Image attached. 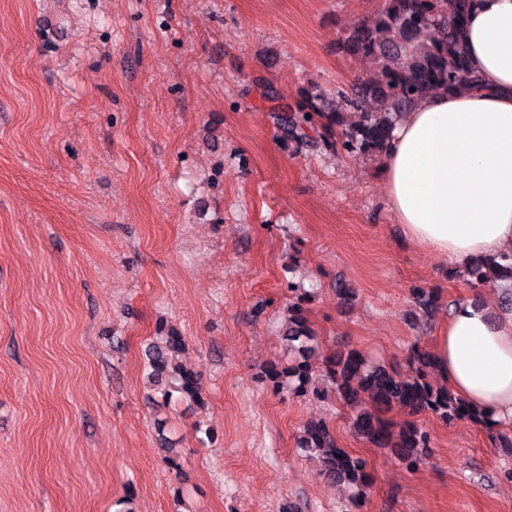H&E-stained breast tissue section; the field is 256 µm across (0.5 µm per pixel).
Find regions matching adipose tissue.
Listing matches in <instances>:
<instances>
[{"instance_id":"1","label":"adipose tissue","mask_w":512,"mask_h":512,"mask_svg":"<svg viewBox=\"0 0 512 512\" xmlns=\"http://www.w3.org/2000/svg\"><path fill=\"white\" fill-rule=\"evenodd\" d=\"M465 44L477 83L401 113L381 159L404 235L462 269L512 253V0H476ZM432 354L441 379L485 422L512 425V308L457 302Z\"/></svg>"}]
</instances>
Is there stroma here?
I'll return each mask as SVG.
<instances>
[{
    "instance_id": "35a3bbf8",
    "label": "stroma",
    "mask_w": 512,
    "mask_h": 512,
    "mask_svg": "<svg viewBox=\"0 0 512 512\" xmlns=\"http://www.w3.org/2000/svg\"><path fill=\"white\" fill-rule=\"evenodd\" d=\"M383 3L0 0V512H349L298 446L317 420L369 464L360 512H512L485 426L415 415L410 472L340 395L261 378L290 283L325 353L402 374L474 293L404 237L379 156L276 127L279 104L374 78L342 42ZM163 323L202 404L145 387Z\"/></svg>"
}]
</instances>
